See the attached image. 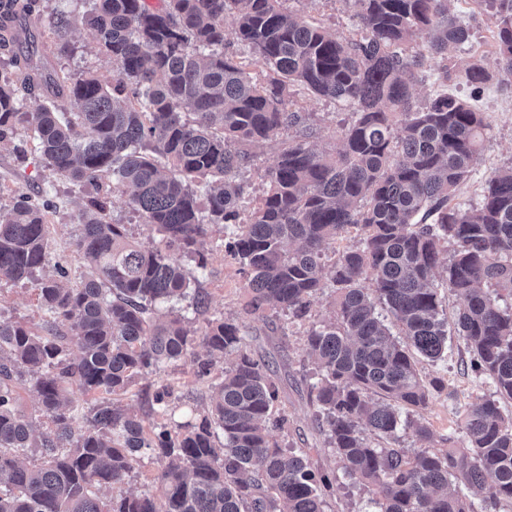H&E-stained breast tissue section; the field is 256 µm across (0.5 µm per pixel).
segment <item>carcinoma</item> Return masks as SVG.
Segmentation results:
<instances>
[{
	"label": "carcinoma",
	"mask_w": 512,
	"mask_h": 512,
	"mask_svg": "<svg viewBox=\"0 0 512 512\" xmlns=\"http://www.w3.org/2000/svg\"><path fill=\"white\" fill-rule=\"evenodd\" d=\"M35 2L0 0V144L23 128L31 135L14 146L18 158L31 145L54 172L92 189L76 243L89 273L76 288L60 281L59 262L41 277L39 299L53 318L45 333L0 318V512H324L329 476L271 435L285 424L273 414V371L244 348L245 323L209 316L207 294L180 261L207 270L208 241L224 224L237 225L224 256L247 277L246 314L274 307L302 321L333 289V320L312 324L304 339L318 375L308 398L324 444L372 493L376 512L512 505V419L501 407L512 401V308L489 293L512 298V165L492 171L476 210L452 203L490 125L457 94L418 100L414 83L427 52L441 86L454 80L474 95L493 82L512 88V0H477L493 19L494 72L479 60L455 70L451 52L470 43L471 25L453 0H347L359 39L327 33L283 0H161L155 9L95 0L88 24L119 66L110 90L92 73L48 66L47 53L71 52L69 19L50 20L51 50L4 22ZM228 15L260 74L230 50ZM297 87L352 110L332 146L310 143L308 113L289 107ZM288 129L296 135L244 221L249 186L239 174L253 165L254 146ZM107 175L130 188V206L162 245L132 241L109 220L99 194ZM199 179L213 183L204 210L192 188ZM46 208L20 194L0 213V277L21 281L49 265ZM353 229L359 245L325 267L326 251ZM442 288L459 300L454 329L471 369L494 392L466 406L462 446L435 450L422 412L448 385L417 364L448 352ZM197 347L200 380L217 358H236L193 418L174 419L186 395L171 384L143 392L136 410L110 400ZM24 381L53 424L39 440L17 410ZM75 391L100 395L78 435ZM402 429L423 446L400 447ZM29 448L40 449V464L23 461ZM147 455L162 465L160 495L97 496ZM465 487L491 496L472 498Z\"/></svg>",
	"instance_id": "carcinoma-1"
}]
</instances>
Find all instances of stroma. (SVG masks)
Segmentation results:
<instances>
[{
  "label": "stroma",
  "mask_w": 512,
  "mask_h": 512,
  "mask_svg": "<svg viewBox=\"0 0 512 512\" xmlns=\"http://www.w3.org/2000/svg\"><path fill=\"white\" fill-rule=\"evenodd\" d=\"M42 16L54 13L68 15L73 26L68 40L73 48L71 56L61 58L59 67L70 74L90 72L104 86H111L119 67L111 57L100 52L94 33L83 18L90 9V0H41ZM289 10L312 23L321 25L328 33L339 38L359 36L358 20L345 0H288ZM455 8L472 21L471 44L467 50L457 52L458 68H465L473 60H481L488 69H495L496 57L492 52V23L478 7L476 0H457ZM297 103L302 111L311 113L314 121L312 142L323 148L333 142L341 120L349 119L348 109L334 101L301 92ZM474 103L486 113L490 128L482 143L470 177L456 193L454 200L468 209L478 207L486 178L496 168L512 164V91L489 85ZM109 215L112 222L125 225L129 237L157 244L160 234L142 224L128 206L129 190L104 181ZM48 201L47 250L52 261L61 262L67 269L66 285L79 284L87 269L77 253L74 242L80 232L77 214L87 202L88 191L55 174L36 154L18 159L12 144L0 147V210L9 211L19 194ZM239 266L223 253H214L201 286L210 299V313L216 317L245 320L248 326L246 348L255 357L273 361L277 375L278 399L275 411L287 423L276 432L279 443L294 448L307 447L312 460L325 470L333 472L336 484L327 497L325 512H371L370 494L366 488L344 475L338 458L326 448L315 430L314 409L307 399L309 383L314 369L305 359L304 336L308 323L292 321L286 316L268 312L266 318L254 319L244 314L246 291ZM0 316L19 320L40 329L47 326L50 315L41 304L36 280L13 281L0 278ZM447 356L438 362L420 361L418 368L427 376H438L456 392L435 396L423 416L436 435L448 434L457 428L465 406L474 397L489 393V386L480 384L470 368V354L459 337H451ZM196 365L192 357H185L161 372L140 378L126 395L125 401L138 405L141 391H154L170 381L177 380L185 391L197 396L209 395L207 383L195 377Z\"/></svg>",
  "instance_id": "obj_1"
}]
</instances>
